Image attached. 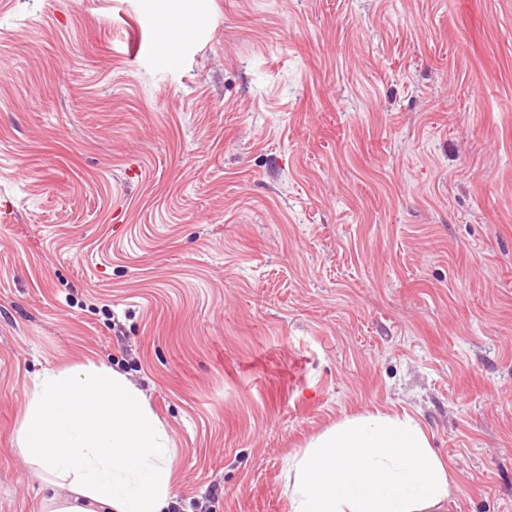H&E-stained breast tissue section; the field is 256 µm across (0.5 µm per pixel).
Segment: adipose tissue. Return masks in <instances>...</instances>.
<instances>
[{
  "mask_svg": "<svg viewBox=\"0 0 512 512\" xmlns=\"http://www.w3.org/2000/svg\"><path fill=\"white\" fill-rule=\"evenodd\" d=\"M22 453L47 476L42 512H167L174 448L144 395L106 366L35 377ZM289 512H447L454 482L410 416H347L291 458Z\"/></svg>",
  "mask_w": 512,
  "mask_h": 512,
  "instance_id": "1",
  "label": "adipose tissue"
}]
</instances>
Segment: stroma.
<instances>
[{
  "label": "stroma",
  "mask_w": 512,
  "mask_h": 512,
  "mask_svg": "<svg viewBox=\"0 0 512 512\" xmlns=\"http://www.w3.org/2000/svg\"><path fill=\"white\" fill-rule=\"evenodd\" d=\"M88 363L165 424L172 512H289L377 413L448 512H512V0H0V512L47 493L33 378Z\"/></svg>",
  "instance_id": "1"
}]
</instances>
